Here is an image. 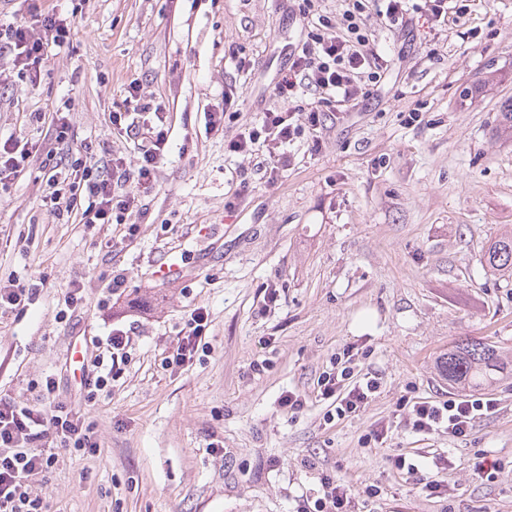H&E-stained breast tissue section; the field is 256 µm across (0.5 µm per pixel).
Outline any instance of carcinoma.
Wrapping results in <instances>:
<instances>
[{"label":"carcinoma","mask_w":512,"mask_h":512,"mask_svg":"<svg viewBox=\"0 0 512 512\" xmlns=\"http://www.w3.org/2000/svg\"><path fill=\"white\" fill-rule=\"evenodd\" d=\"M499 138L512 139V99L503 103L495 129ZM481 263L491 275L512 278V227L486 244ZM437 368L448 385L460 390H481L512 376V359L485 338H460L439 356Z\"/></svg>","instance_id":"obj_1"}]
</instances>
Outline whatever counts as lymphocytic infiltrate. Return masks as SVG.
<instances>
[{"mask_svg":"<svg viewBox=\"0 0 512 512\" xmlns=\"http://www.w3.org/2000/svg\"><path fill=\"white\" fill-rule=\"evenodd\" d=\"M20 3L31 21L0 25V72L15 73L33 86L44 56L69 44L71 26L56 10L46 8L44 0ZM297 9L308 33L291 45L288 69L280 73L273 94L285 100L298 88L310 86L319 92L318 101L301 112L284 107L266 109L256 121L242 125L226 144L228 152L243 156L253 154L257 146L266 147L271 158L267 180L271 183L291 166L288 145L321 128L327 112L339 114L346 107L357 106L380 83L386 64L369 37L367 11H374L380 21L393 27L405 23L412 8L410 0H344V9L335 20L323 13L320 0H297ZM109 121L113 132L137 140L136 167H128L124 157L117 154L102 166L90 152H73L74 130L68 116L51 113L54 140L68 149L47 179L51 188L48 200L58 215L74 217L82 224H123L146 216L143 199L152 191L165 156L168 115L164 106L145 101L139 85L132 83L122 103L113 107ZM39 150L37 143L22 134L1 141L0 184L20 177L29 158ZM207 326L206 309L194 308L177 348L165 358L166 365L181 367L190 362ZM129 344L130 336L123 329H113L107 336L101 352L91 360L97 372L95 390L110 388L119 377L118 358L125 355ZM317 387L320 399L330 401L337 419L342 420L360 412L376 393L378 381L367 374L355 377L346 360L320 373ZM56 390L55 378L46 377L40 390L45 402L41 408L0 396V512H45L46 504L35 493L32 480L51 467L54 449L83 454L98 446L84 414L55 401ZM494 407L490 397L417 401L410 424L418 433L443 430L459 437ZM320 485L317 496L303 498L298 512H352L353 498L346 485L327 474L321 477Z\"/></svg>","mask_w":512,"mask_h":512,"instance_id":"1","label":"lymphocytic infiltrate"}]
</instances>
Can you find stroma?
<instances>
[{
	"mask_svg": "<svg viewBox=\"0 0 512 512\" xmlns=\"http://www.w3.org/2000/svg\"><path fill=\"white\" fill-rule=\"evenodd\" d=\"M288 5L56 0L71 21L69 46L42 60L36 86L4 90L1 136L49 146L47 123L29 115L60 110L76 145L131 167L139 153L109 122L128 84L164 105L171 123L130 241L117 224L63 223L42 201L39 159L0 187V286L44 282L27 310L0 313V393L35 405L53 376L57 400L85 411L100 444L93 455L59 452L34 477L48 512H297L324 474L350 485L354 512H512V379L486 389L496 409L466 436L407 424L414 402L453 396L436 362L454 341L483 337L512 353V279L481 263L485 243L512 225V142L494 135L512 99V0H468L455 24L418 13L403 28L371 19L388 62L378 91L326 117L321 150L311 136L296 139L293 166L271 186L254 168L266 149L238 156L224 141L276 102L272 87L301 36ZM228 88L242 94L237 123L207 129L205 113L223 110ZM414 109L421 119L411 123ZM243 169L250 187L231 211ZM169 246L180 247L185 273L165 282L154 272ZM118 273L126 288L115 302L108 285ZM75 282L82 304L59 320ZM198 306L209 314L203 348L163 367ZM133 321L121 377L86 400L71 348L96 354ZM349 347L380 388L358 416L330 422L316 381ZM286 390L302 395L301 411L280 408ZM382 425L383 442L366 443ZM398 455L416 476L393 468ZM438 456L447 470L434 466ZM435 479L450 496H426L421 481ZM370 485L379 496L365 495Z\"/></svg>",
	"mask_w": 512,
	"mask_h": 512,
	"instance_id": "35a3bbf8",
	"label": "stroma"
}]
</instances>
